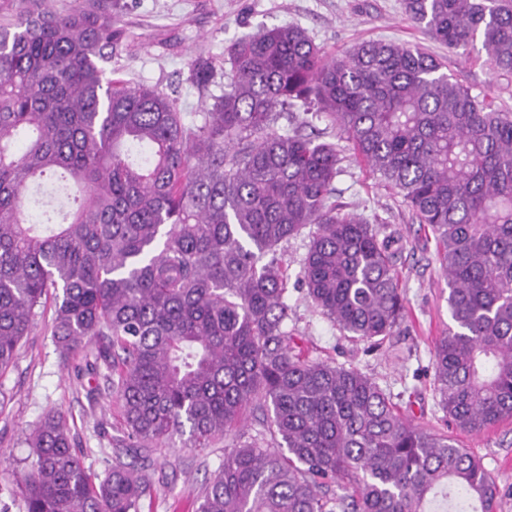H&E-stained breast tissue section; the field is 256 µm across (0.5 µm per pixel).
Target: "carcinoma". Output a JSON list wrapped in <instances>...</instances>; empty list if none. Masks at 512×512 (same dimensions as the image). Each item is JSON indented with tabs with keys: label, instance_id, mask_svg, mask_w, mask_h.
Masks as SVG:
<instances>
[{
	"label": "carcinoma",
	"instance_id": "obj_1",
	"mask_svg": "<svg viewBox=\"0 0 512 512\" xmlns=\"http://www.w3.org/2000/svg\"><path fill=\"white\" fill-rule=\"evenodd\" d=\"M113 5L12 0L0 17V372L51 295L63 362H106L125 423L100 477L64 418L45 417L27 437L26 512H142L157 449L229 434L198 512H498L499 486L455 438L293 346L282 243L308 231V297L371 348L404 317L401 246L332 201L335 145L275 124L314 106L427 225L449 288L433 387L449 424L479 434L512 420V112L420 49L332 58L281 26L232 46L224 94L188 126L168 93L106 78ZM403 7L434 41L478 40L512 73V0ZM56 175L84 191L58 223Z\"/></svg>",
	"mask_w": 512,
	"mask_h": 512
}]
</instances>
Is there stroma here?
I'll list each match as a JSON object with an SVG mask.
<instances>
[{
    "label": "stroma",
    "mask_w": 512,
    "mask_h": 512,
    "mask_svg": "<svg viewBox=\"0 0 512 512\" xmlns=\"http://www.w3.org/2000/svg\"><path fill=\"white\" fill-rule=\"evenodd\" d=\"M118 48L113 76L175 96L186 124L222 95L230 70L228 48L273 27L297 25L329 57L369 41L408 44L440 57L453 80L512 110V74L493 71L479 46L456 52L433 41L405 15L403 0H117ZM207 59L213 77L206 91L191 81V63ZM335 180L336 200L368 223L384 224L402 238L398 272L406 314L389 346L365 351L318 313L305 290L290 292L288 326L310 359L357 368L390 392L412 423L440 428L443 412L432 385L431 356L449 323L448 284L435 258V242L416 224L400 194L344 149ZM52 307L39 313L13 363L0 372V512H25L15 487L29 468L27 435L47 415L64 416L85 467L104 475L124 423L108 370L88 373L64 365L51 336ZM459 445L479 457L501 490L498 512H512V421L481 434L455 431ZM231 437L199 452L162 449L153 454L154 487L143 512H197L199 494L224 462Z\"/></svg>",
    "instance_id": "35a3bbf8"
}]
</instances>
